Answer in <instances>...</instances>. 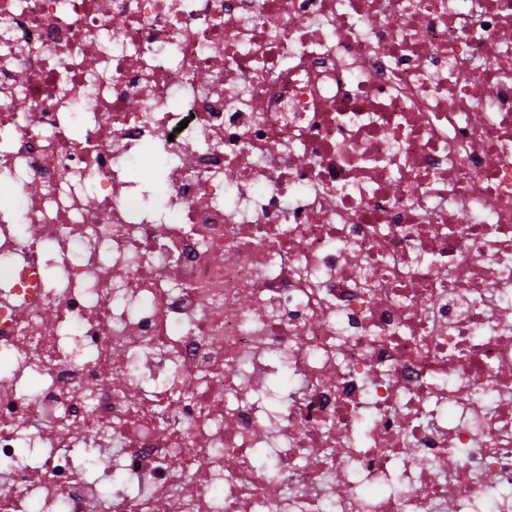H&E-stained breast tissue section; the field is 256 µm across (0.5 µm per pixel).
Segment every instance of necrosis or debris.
I'll list each match as a JSON object with an SVG mask.
<instances>
[{
  "mask_svg": "<svg viewBox=\"0 0 512 512\" xmlns=\"http://www.w3.org/2000/svg\"><path fill=\"white\" fill-rule=\"evenodd\" d=\"M0 512H512V0H0Z\"/></svg>",
  "mask_w": 512,
  "mask_h": 512,
  "instance_id": "1",
  "label": "necrosis or debris"
}]
</instances>
